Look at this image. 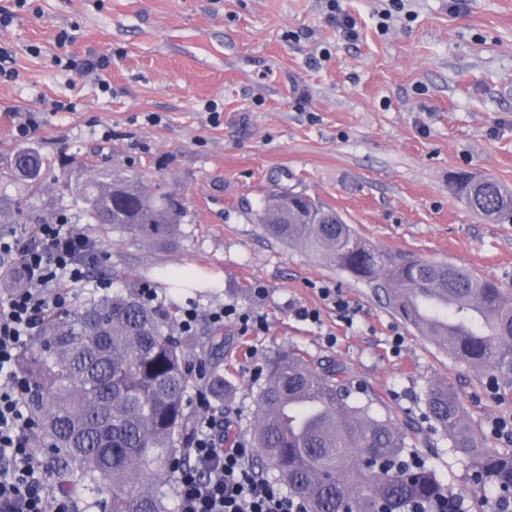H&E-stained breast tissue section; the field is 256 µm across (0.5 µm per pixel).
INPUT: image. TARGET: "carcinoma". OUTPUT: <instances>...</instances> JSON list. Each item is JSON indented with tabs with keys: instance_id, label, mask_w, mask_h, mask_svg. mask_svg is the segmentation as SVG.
<instances>
[{
	"instance_id": "obj_1",
	"label": "carcinoma",
	"mask_w": 512,
	"mask_h": 512,
	"mask_svg": "<svg viewBox=\"0 0 512 512\" xmlns=\"http://www.w3.org/2000/svg\"><path fill=\"white\" fill-rule=\"evenodd\" d=\"M55 162L18 150L7 167L20 184L36 188ZM145 169L99 171L71 186L82 213L153 247L171 244L186 209L173 191L153 192ZM457 198L473 213L512 221V189L466 174L453 181ZM265 233L322 257L371 288L420 335L470 367H486L495 389L512 397V293L496 280L452 262L382 252L309 196L272 191L255 212ZM177 312L143 303L136 288L101 295L87 288L64 307H50L39 337L19 353V367L34 386L33 418L50 443L57 488L80 500L93 496L97 512H169L165 476L195 429L187 348L176 333ZM213 354V410L224 413L231 380L224 377V338L209 339ZM347 369L317 366L290 347L268 361L256 398L259 421L251 447L308 512H370L376 501L391 512L456 494L421 459L402 463L421 442L408 415L373 411L374 402L349 399ZM429 418L449 448L472 472L474 487L512 499V453L485 447L465 422L446 382L428 387Z\"/></svg>"
}]
</instances>
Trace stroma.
<instances>
[{
	"label": "stroma",
	"mask_w": 512,
	"mask_h": 512,
	"mask_svg": "<svg viewBox=\"0 0 512 512\" xmlns=\"http://www.w3.org/2000/svg\"><path fill=\"white\" fill-rule=\"evenodd\" d=\"M28 0L0 25L16 76L0 82V157L34 148L76 164L145 165L180 193L187 216L166 247L110 232L88 284L155 288L165 305H195L192 363L206 336L224 337L235 395L232 429L250 436L266 363L293 346L350 373L353 398L378 412L409 413L426 444L418 454L471 512L481 493L426 416L427 388L448 382L487 447L512 450V402L489 372L456 361L419 335L365 283L268 237L248 216L270 190L331 206L366 241L392 253L450 261L512 290V223L467 210L449 179L458 172L512 187V0ZM353 29H345L343 19ZM107 59L103 78L56 58ZM33 118L27 136L15 127ZM62 170L25 195L12 229L63 213L91 239ZM325 288L349 306L341 318ZM227 302L261 315L242 332L208 312ZM307 308L318 322L297 317Z\"/></svg>",
	"instance_id": "obj_1"
}]
</instances>
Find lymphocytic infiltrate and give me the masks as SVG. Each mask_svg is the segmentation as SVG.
Instances as JSON below:
<instances>
[{"instance_id": "1", "label": "lymphocytic infiltrate", "mask_w": 512, "mask_h": 512, "mask_svg": "<svg viewBox=\"0 0 512 512\" xmlns=\"http://www.w3.org/2000/svg\"><path fill=\"white\" fill-rule=\"evenodd\" d=\"M93 241L58 219L27 239L0 236V274L21 269L22 287L0 296V512H75L55 493L31 440V386L18 370L20 350L38 331L45 307L67 300L63 282L80 283L94 260ZM196 426L171 469L176 512H307L303 501L259 476L252 451L224 443V421L210 412L206 375L197 373Z\"/></svg>"}]
</instances>
